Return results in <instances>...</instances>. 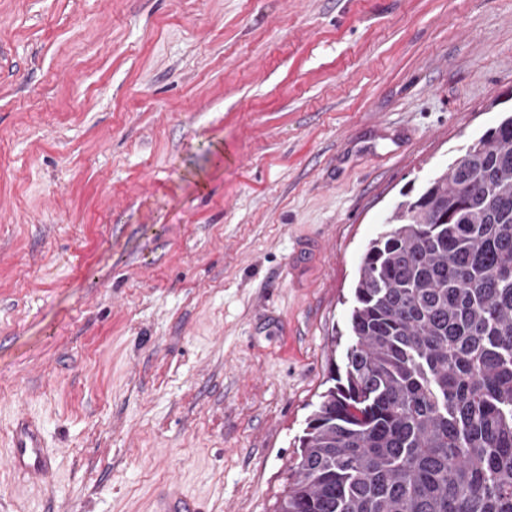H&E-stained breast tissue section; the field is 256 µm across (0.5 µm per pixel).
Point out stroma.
<instances>
[{"mask_svg":"<svg viewBox=\"0 0 512 512\" xmlns=\"http://www.w3.org/2000/svg\"><path fill=\"white\" fill-rule=\"evenodd\" d=\"M511 111L512 0H0V512H277L366 245ZM7 464L24 472H48L50 458L44 449L41 430L36 425L26 421L18 423L11 438ZM154 512H205V505L188 497L177 483H172L156 496Z\"/></svg>","mask_w":512,"mask_h":512,"instance_id":"obj_1","label":"stroma"}]
</instances>
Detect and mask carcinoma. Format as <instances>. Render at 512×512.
I'll list each match as a JSON object with an SVG mask.
<instances>
[{"label":"carcinoma","mask_w":512,"mask_h":512,"mask_svg":"<svg viewBox=\"0 0 512 512\" xmlns=\"http://www.w3.org/2000/svg\"><path fill=\"white\" fill-rule=\"evenodd\" d=\"M404 197L278 512H512V114Z\"/></svg>","instance_id":"obj_1"}]
</instances>
